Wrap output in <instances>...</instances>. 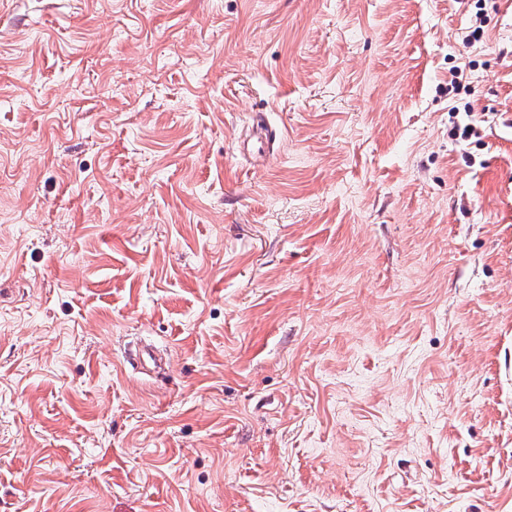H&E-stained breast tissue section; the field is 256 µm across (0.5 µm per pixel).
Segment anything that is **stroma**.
Here are the masks:
<instances>
[{
  "label": "stroma",
  "mask_w": 512,
  "mask_h": 512,
  "mask_svg": "<svg viewBox=\"0 0 512 512\" xmlns=\"http://www.w3.org/2000/svg\"><path fill=\"white\" fill-rule=\"evenodd\" d=\"M481 4L0 0V512H512Z\"/></svg>",
  "instance_id": "1"
}]
</instances>
